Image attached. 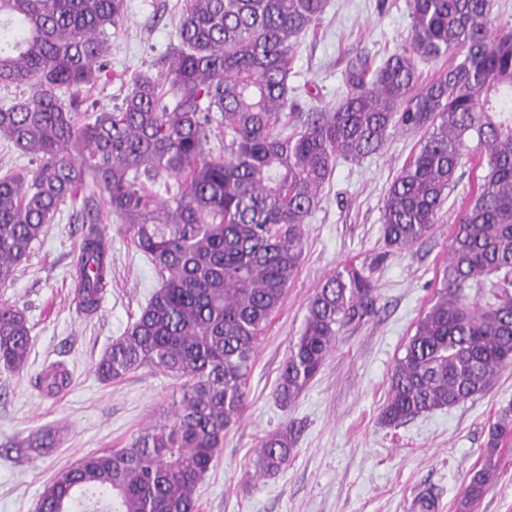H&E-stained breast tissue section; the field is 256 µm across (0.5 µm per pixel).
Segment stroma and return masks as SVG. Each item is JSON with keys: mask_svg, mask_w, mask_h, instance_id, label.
<instances>
[{"mask_svg": "<svg viewBox=\"0 0 512 512\" xmlns=\"http://www.w3.org/2000/svg\"><path fill=\"white\" fill-rule=\"evenodd\" d=\"M184 7L185 0H126L122 20L108 30V72L83 91L86 102L121 105L131 78L176 44ZM410 42L407 0H328L318 25L296 44L292 96L306 109L335 106L347 93V59L366 54L378 65ZM422 140V133L398 131L376 155L337 161L306 221L300 266L255 351L241 417L225 431L223 452L195 488L200 512H415L423 495L433 499L434 512H457L472 476L489 462L495 481L471 512H512V439L488 449L491 426L512 411V366L472 400L396 427L380 418L394 366L441 285L459 191L483 174L463 164L460 188L449 195L433 234L409 248L386 246L385 197ZM103 218L112 284L96 313L81 312L75 299L81 223L69 204L15 278L0 286V302L24 310L32 336L23 367L0 365V512H35L58 470L95 451L128 447L143 429L168 419L179 397L178 381L150 367L115 382L95 372L159 286L125 225L108 212ZM352 267L371 276L373 310L342 331L317 376L282 408L277 379L308 302L329 277ZM53 363L70 374L58 395L36 384ZM291 421L300 433L290 463L278 474H259V440ZM49 426L59 430L56 447L28 448V438Z\"/></svg>", "mask_w": 512, "mask_h": 512, "instance_id": "35a3bbf8", "label": "stroma"}]
</instances>
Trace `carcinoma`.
<instances>
[{
    "label": "carcinoma",
    "instance_id": "obj_1",
    "mask_svg": "<svg viewBox=\"0 0 512 512\" xmlns=\"http://www.w3.org/2000/svg\"><path fill=\"white\" fill-rule=\"evenodd\" d=\"M125 0H0V85L30 94L0 107V138L39 164L0 175V285L13 279L61 205H80L86 313L112 282L97 197L127 225L161 280L96 364L106 381L151 367L180 382L165 422L129 447L84 456L44 486L36 512H200L194 489L242 411L252 358L302 256L304 224L340 158L378 153L393 131L424 132L382 207L390 247L429 237L476 140L472 188L448 247L442 287L393 369L381 420L389 426L484 393L512 365V29L490 39L491 0H409L410 49L380 65L348 60L347 94L302 112L289 97L297 39L326 0H190L178 44L137 74L120 107L78 123L79 94L106 70L107 28ZM461 60L419 82L417 61ZM224 153L207 156L213 123ZM173 178L164 199L155 187ZM375 288L357 269L328 278L308 303L277 386L285 407L319 373L341 329L371 312ZM23 310L0 303V363L25 365ZM53 394L67 374L41 377ZM512 433L490 429L489 449ZM285 426L259 443L258 470L288 466ZM57 443L47 427L30 447ZM493 479L486 465L459 502L469 512Z\"/></svg>",
    "mask_w": 512,
    "mask_h": 512
}]
</instances>
